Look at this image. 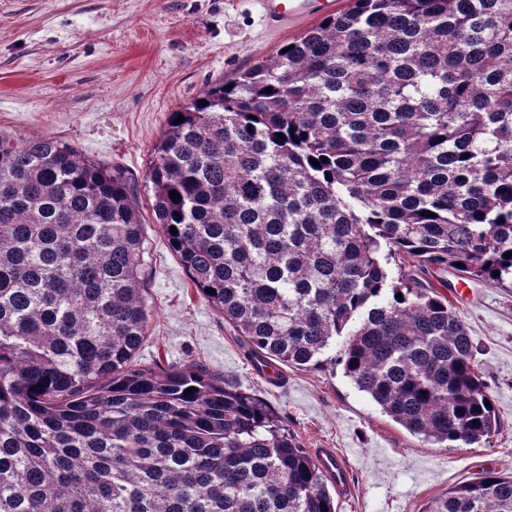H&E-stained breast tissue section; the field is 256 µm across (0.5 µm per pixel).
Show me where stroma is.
Returning <instances> with one entry per match:
<instances>
[{"instance_id":"stroma-1","label":"stroma","mask_w":512,"mask_h":512,"mask_svg":"<svg viewBox=\"0 0 512 512\" xmlns=\"http://www.w3.org/2000/svg\"><path fill=\"white\" fill-rule=\"evenodd\" d=\"M263 21L259 0H0V132L52 136L135 180L150 323L137 364L197 362L265 401L306 450L335 448L350 471L336 512H421L487 471L512 474V288L448 272L447 296L478 348L500 420L489 442L442 448L409 433L345 376L341 345L271 380L193 287L152 210L147 178L169 112L317 24Z\"/></svg>"}]
</instances>
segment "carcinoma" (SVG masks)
<instances>
[{
	"label": "carcinoma",
	"instance_id": "obj_1",
	"mask_svg": "<svg viewBox=\"0 0 512 512\" xmlns=\"http://www.w3.org/2000/svg\"><path fill=\"white\" fill-rule=\"evenodd\" d=\"M285 46L167 116L162 235L253 364L311 368L345 336V376L395 422L487 441L448 283L389 264L512 286V0H349ZM135 200L57 138L0 133V512H336L261 399L196 362L135 363ZM422 512H512V475Z\"/></svg>",
	"mask_w": 512,
	"mask_h": 512
}]
</instances>
